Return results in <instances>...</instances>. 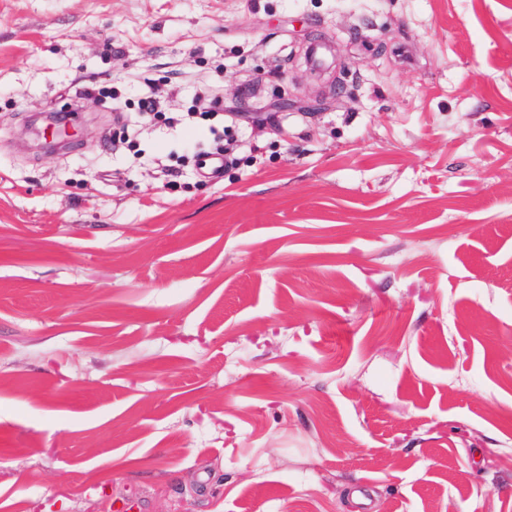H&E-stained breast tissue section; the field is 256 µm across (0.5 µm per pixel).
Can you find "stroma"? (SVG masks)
<instances>
[{
	"instance_id": "1",
	"label": "stroma",
	"mask_w": 512,
	"mask_h": 512,
	"mask_svg": "<svg viewBox=\"0 0 512 512\" xmlns=\"http://www.w3.org/2000/svg\"><path fill=\"white\" fill-rule=\"evenodd\" d=\"M122 501L512 512V0H0V512Z\"/></svg>"
}]
</instances>
